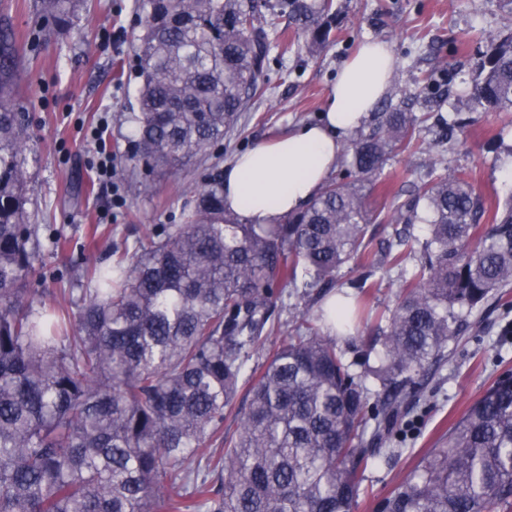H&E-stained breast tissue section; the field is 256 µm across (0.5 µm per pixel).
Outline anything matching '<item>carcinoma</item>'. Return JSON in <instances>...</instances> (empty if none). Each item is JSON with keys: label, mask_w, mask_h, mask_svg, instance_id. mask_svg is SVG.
Returning <instances> with one entry per match:
<instances>
[{"label": "carcinoma", "mask_w": 512, "mask_h": 512, "mask_svg": "<svg viewBox=\"0 0 512 512\" xmlns=\"http://www.w3.org/2000/svg\"><path fill=\"white\" fill-rule=\"evenodd\" d=\"M62 28L84 0H40ZM136 0L143 17L136 153L176 172L205 158L263 92L273 47L331 42L334 0ZM288 17L291 36H270ZM0 29V512H353L366 442L406 434L417 376L448 360L469 317L512 286V199L482 201L467 173H436L415 198L372 213L389 156L420 144L403 109L357 130L349 161L284 224H240L224 173L197 188L187 223L86 260L61 304L32 286L43 243L27 208L28 137ZM464 107L512 108V37L476 64ZM392 224L385 262L402 292L357 372L336 313L248 366L264 345L273 287L301 298L357 261L378 267L369 225ZM428 226L419 242L410 232ZM386 392L372 414L369 385ZM239 408H234L237 399ZM236 430L224 434L226 412ZM512 509V376L500 377L404 480L384 512Z\"/></svg>", "instance_id": "1"}]
</instances>
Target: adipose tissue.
<instances>
[{
	"label": "adipose tissue",
	"mask_w": 512,
	"mask_h": 512,
	"mask_svg": "<svg viewBox=\"0 0 512 512\" xmlns=\"http://www.w3.org/2000/svg\"><path fill=\"white\" fill-rule=\"evenodd\" d=\"M397 64L388 43L365 42L346 60L319 120L236 156L224 169V207L248 224L302 210L336 170L349 138L389 92Z\"/></svg>",
	"instance_id": "1"
}]
</instances>
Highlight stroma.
Returning a JSON list of instances; mask_svg holds the SVG:
<instances>
[{
    "mask_svg": "<svg viewBox=\"0 0 512 512\" xmlns=\"http://www.w3.org/2000/svg\"><path fill=\"white\" fill-rule=\"evenodd\" d=\"M0 6V27H11L21 39L15 71L20 110L30 140L28 196L39 223L63 234L68 253L47 252L41 271L47 289L65 273L69 255L87 251L108 264V242L144 238L148 228L182 224L195 206V189L234 158L273 139L301 122L318 121L342 64L368 39L389 43L397 59L381 112L402 106L415 113L430 111L435 98L466 100L475 76L477 50L490 32L508 33L499 0H336V41L317 54L297 46L287 53L272 50L266 90L248 101L233 130L216 143L206 159L189 170L170 173L135 157L134 125L139 80L133 40L142 17L135 0H87L66 31L56 32L38 8V0H8ZM434 73L435 82L419 86ZM426 141L438 143L443 175L471 173L478 193L488 199L512 197V111L475 112L454 145L439 141V129L424 128ZM109 155L111 178L98 172ZM427 154L391 155L384 174L389 194L372 190L371 207L390 204L393 195L416 190L426 180ZM139 180L151 193L132 197L126 186ZM110 229L111 241L93 238L94 227ZM364 321L349 340L351 358L365 361L364 343L372 323L393 307L400 289L396 270L379 268L370 277ZM317 299H296L291 288L280 290L269 311L266 350L287 340L302 311L318 308ZM477 320L481 333L463 337L447 362L421 373L427 400L413 410L416 428L403 450L392 457L368 451L355 512H381L380 505L448 436L458 420L499 376L512 373V339L499 336L512 320V288L490 301Z\"/></svg>",
    "mask_w": 512,
    "mask_h": 512,
    "instance_id": "35a3bbf8",
    "label": "stroma"
}]
</instances>
